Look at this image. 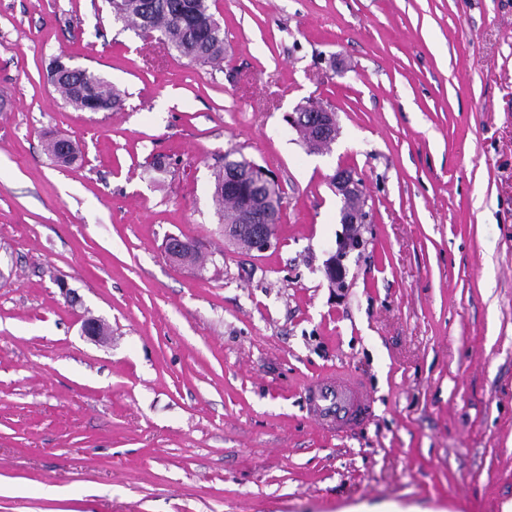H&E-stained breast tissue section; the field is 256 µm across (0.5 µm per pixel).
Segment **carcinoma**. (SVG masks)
I'll return each mask as SVG.
<instances>
[{"label": "carcinoma", "mask_w": 512, "mask_h": 512, "mask_svg": "<svg viewBox=\"0 0 512 512\" xmlns=\"http://www.w3.org/2000/svg\"><path fill=\"white\" fill-rule=\"evenodd\" d=\"M115 20L124 24H139L144 32L156 33L157 40L176 51L179 56L199 64L224 62V29L211 11V0H111ZM66 101L77 108L92 99L104 112L121 103V94L94 71L84 68L72 80L59 86ZM48 155L58 164L67 166L78 158L73 142L52 140L47 144ZM250 160L236 149L222 157V164L213 171V197L218 206L220 224L233 223L238 214L257 205V194L228 198L224 192V179L228 172L248 174Z\"/></svg>", "instance_id": "obj_1"}]
</instances>
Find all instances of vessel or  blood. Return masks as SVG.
I'll return each mask as SVG.
<instances>
[{
	"mask_svg": "<svg viewBox=\"0 0 512 512\" xmlns=\"http://www.w3.org/2000/svg\"><path fill=\"white\" fill-rule=\"evenodd\" d=\"M309 393L320 420L339 431L360 420L371 407L362 383L349 375L317 379Z\"/></svg>",
	"mask_w": 512,
	"mask_h": 512,
	"instance_id": "b4317fda",
	"label": "vessel or blood"
}]
</instances>
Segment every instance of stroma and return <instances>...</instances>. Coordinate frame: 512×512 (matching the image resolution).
Here are the masks:
<instances>
[{
    "instance_id": "1",
    "label": "stroma",
    "mask_w": 512,
    "mask_h": 512,
    "mask_svg": "<svg viewBox=\"0 0 512 512\" xmlns=\"http://www.w3.org/2000/svg\"><path fill=\"white\" fill-rule=\"evenodd\" d=\"M211 10L220 68L110 0H0V512H512V0ZM63 54L120 108L64 101ZM309 101L319 152L284 121ZM230 149L285 191L267 252L220 230ZM341 168L370 219L335 288ZM338 369L372 411L336 435L304 392ZM291 126L305 125L314 134L308 146L312 151H319L326 143L334 142L339 135V127L333 112L326 108L307 107V110L288 114ZM48 155L52 157L59 165L67 166L74 163L78 158V150L71 141L65 145L62 139L51 140L47 144Z\"/></svg>"
}]
</instances>
